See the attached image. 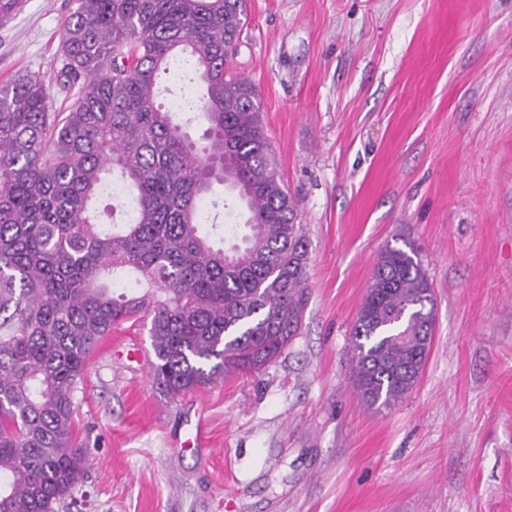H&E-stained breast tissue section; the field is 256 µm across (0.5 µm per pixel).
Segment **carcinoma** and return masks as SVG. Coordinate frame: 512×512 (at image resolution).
Returning <instances> with one entry per match:
<instances>
[{
  "label": "carcinoma",
  "mask_w": 512,
  "mask_h": 512,
  "mask_svg": "<svg viewBox=\"0 0 512 512\" xmlns=\"http://www.w3.org/2000/svg\"><path fill=\"white\" fill-rule=\"evenodd\" d=\"M48 76L0 85V512H56L85 469L76 392L112 329L149 323L151 374L171 397L260 371L298 336L308 240L254 84L230 71L246 0H77ZM182 60L206 85L204 142L157 100ZM128 195L112 205L107 176ZM216 184L247 219L217 246L200 203ZM436 307L418 246L384 249L351 332L355 385L402 401L430 350ZM79 87L62 88L53 83L50 88V105L54 112H67L71 104L76 100Z\"/></svg>",
  "instance_id": "carcinoma-1"
}]
</instances>
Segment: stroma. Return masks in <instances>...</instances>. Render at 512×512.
<instances>
[{
	"mask_svg": "<svg viewBox=\"0 0 512 512\" xmlns=\"http://www.w3.org/2000/svg\"><path fill=\"white\" fill-rule=\"evenodd\" d=\"M76 0L0 22V84L60 66ZM309 242L299 336L258 373L172 399L151 339L93 351L91 462L57 512H512V0H248L235 59ZM412 240L437 323L380 411L351 327L380 251ZM205 421L212 446H188Z\"/></svg>",
	"mask_w": 512,
	"mask_h": 512,
	"instance_id": "obj_1",
	"label": "stroma"
}]
</instances>
